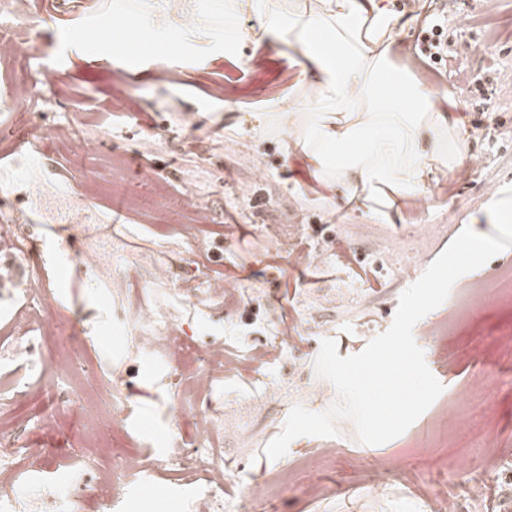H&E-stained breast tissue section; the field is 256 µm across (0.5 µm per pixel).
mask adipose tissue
<instances>
[{"instance_id": "obj_1", "label": "adipose tissue", "mask_w": 512, "mask_h": 512, "mask_svg": "<svg viewBox=\"0 0 512 512\" xmlns=\"http://www.w3.org/2000/svg\"><path fill=\"white\" fill-rule=\"evenodd\" d=\"M267 18L303 48V72L321 114L302 149L311 176H332L365 201L425 206L434 159L423 140L447 122L445 100L426 86L398 80L399 20L383 0H322L315 16L284 17L271 9ZM392 79L398 92L380 94V85Z\"/></svg>"}]
</instances>
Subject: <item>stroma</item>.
<instances>
[{
    "label": "stroma",
    "instance_id": "35a3bbf8",
    "mask_svg": "<svg viewBox=\"0 0 512 512\" xmlns=\"http://www.w3.org/2000/svg\"><path fill=\"white\" fill-rule=\"evenodd\" d=\"M37 0L33 50L0 60V99L20 77L53 84L15 108H0V211L19 217L30 231L31 257L45 256L54 305L74 320L87 348L74 370L58 379L65 403L45 406L37 388L12 407V420L27 447L42 452H84L109 446L113 458L165 454L187 436L171 418L178 395L168 363L148 352L116 344L128 320L126 300L115 294L139 259L162 256L167 278L154 281L162 306L182 304L179 324L197 349L221 343L249 356L281 323L313 322L287 357L257 366L246 376L215 381L203 407L224 413L239 401L262 402L258 440L224 437V457L235 481L224 492V512H238L243 487L256 475L287 471L294 492L271 497L260 512H425L424 499L438 483L462 493L476 476L488 437L512 461V313L485 307L473 324H459L437 343L423 345L425 362L443 386L441 400L459 393L476 372L494 380L492 391L472 404L468 424L433 439L436 407H429L402 435L381 444L358 440L353 422L337 420L332 438L300 436L286 455L269 460L264 449L279 435L290 409L310 406V393L328 408L338 394L320 378L314 362L322 340H335L339 356L355 355L389 329L401 293L466 228L493 231L487 208L512 187V0H388L404 19L402 40L414 49L419 23L439 14L451 47L467 46L466 84L451 73L418 74L448 93L461 153L479 166L436 190L416 213L387 205L364 208L347 190L332 191L310 179L288 124L307 112L305 96L289 86L304 81L300 50L289 48L268 24L263 7L245 0H186L193 24L181 27L169 0ZM178 37H169L171 29ZM73 124L74 144L46 148L41 129ZM70 186L93 185L102 237L123 240L124 257L110 274L93 277L75 258L84 246L80 230L42 223L30 195L38 179ZM192 187L206 216L203 240L224 245L216 258L199 254L180 230L188 215L181 192ZM303 244L323 253L321 262L295 264L291 250ZM394 247L416 257L413 271L389 264ZM223 277L238 292L232 305L207 302L206 275ZM123 375L126 419L110 429L73 415L68 401L87 396L88 373ZM337 448L335 458L311 460L313 449ZM185 487L147 473L132 484L114 512H188Z\"/></svg>",
    "mask_w": 512,
    "mask_h": 512
}]
</instances>
